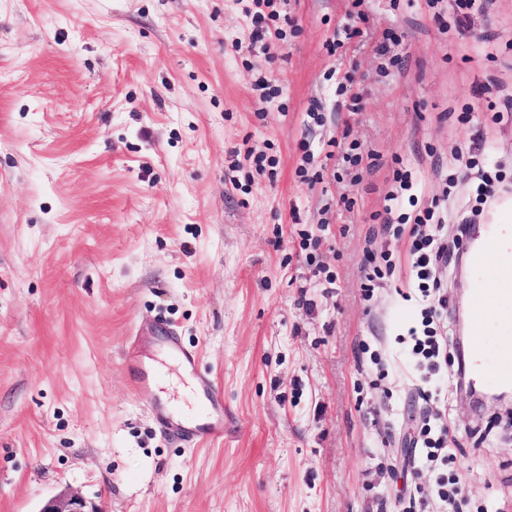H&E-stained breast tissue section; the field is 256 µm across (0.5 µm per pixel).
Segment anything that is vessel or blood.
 Segmentation results:
<instances>
[{
    "label": "vessel or blood",
    "instance_id": "b4317fda",
    "mask_svg": "<svg viewBox=\"0 0 512 512\" xmlns=\"http://www.w3.org/2000/svg\"><path fill=\"white\" fill-rule=\"evenodd\" d=\"M473 286L486 294L485 309L472 313L475 339L471 349L472 371L483 383L512 386V373L493 368L496 351L512 347V212H504L481 247L470 255ZM161 355L179 370L194 400L190 412L155 401L156 421L178 439L203 446L224 437V394L213 377L199 367L194 349L174 336L162 337Z\"/></svg>",
    "mask_w": 512,
    "mask_h": 512
}]
</instances>
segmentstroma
<instances>
[{
  "mask_svg": "<svg viewBox=\"0 0 512 512\" xmlns=\"http://www.w3.org/2000/svg\"><path fill=\"white\" fill-rule=\"evenodd\" d=\"M254 5L0 0V512L69 490L101 512H512V429L459 391L455 358L414 370L410 227L381 216L409 170L455 238L475 146L512 199V0L451 29L426 0H362L352 39V0H279L295 32L270 59ZM388 29L402 64L385 75ZM341 137L376 158L339 181ZM384 250L393 274L364 298ZM439 277L452 333L486 299ZM160 315L222 388L223 441L155 424L152 397L181 399ZM132 347L153 395L133 390ZM424 424L447 434L441 461L413 454Z\"/></svg>",
  "mask_w": 512,
  "mask_h": 512,
  "instance_id": "obj_1",
  "label": "stroma"
}]
</instances>
